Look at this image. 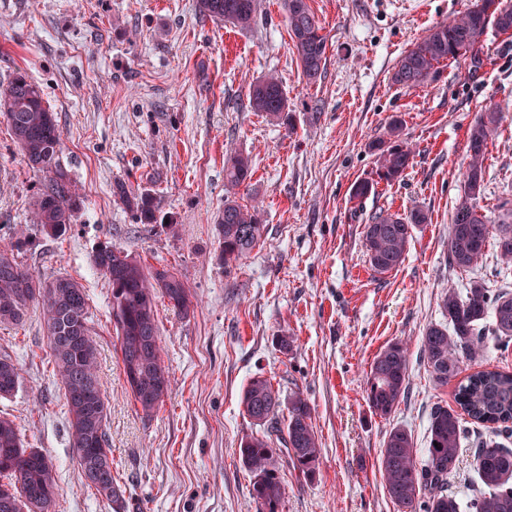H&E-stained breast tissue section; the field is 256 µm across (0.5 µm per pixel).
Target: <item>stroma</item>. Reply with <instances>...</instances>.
Instances as JSON below:
<instances>
[{
	"mask_svg": "<svg viewBox=\"0 0 512 512\" xmlns=\"http://www.w3.org/2000/svg\"><path fill=\"white\" fill-rule=\"evenodd\" d=\"M472 0H308L328 39L325 73L302 76L284 0H264L247 31L202 17L196 0H0V82L26 73L44 91L62 130V161L83 195L71 230L54 239L31 231L18 262L35 276L65 275L82 285L98 344V377L109 404L112 472L126 512H258L242 438L256 430L240 404L254 374L281 396L303 392L314 408L320 471L304 480L281 465L279 512H399L379 475L380 450L396 426L426 452L430 414L454 403L420 350L426 328L442 322L441 297L469 281L512 293V270L494 248L470 271L448 263V226L464 197L467 133L485 109L502 123L486 151L488 217L512 200V34L489 31L478 60L449 62L439 77L408 89L391 81L401 53ZM277 72L289 118L273 124L246 106L251 83ZM401 120L415 156L399 181L378 182L366 198L354 182L375 180L373 143ZM253 162L238 201L259 205L264 240L233 269L218 260L215 220L224 207V151ZM149 192L159 222L136 223L112 185ZM42 182L0 118V251L30 222ZM382 209H420L402 265L375 275L363 227ZM132 254L145 270L176 272L192 294L182 314L157 303L163 404L144 415L124 379L107 279L91 263L100 243ZM292 342L282 352L280 337ZM409 349V390L384 419L366 403L370 365L387 344ZM21 384L0 398L27 446L54 464L50 512H112L85 485L69 443L68 413L42 310L0 324V355ZM447 490L466 500L477 485L472 463L491 429L469 424Z\"/></svg>",
	"mask_w": 512,
	"mask_h": 512,
	"instance_id": "1",
	"label": "stroma"
}]
</instances>
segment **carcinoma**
<instances>
[{"mask_svg": "<svg viewBox=\"0 0 512 512\" xmlns=\"http://www.w3.org/2000/svg\"><path fill=\"white\" fill-rule=\"evenodd\" d=\"M288 35L306 82L321 79L327 59V39L307 0H284ZM199 14L241 30L252 28L261 13L262 0H197ZM512 31V7L501 0H474L461 15L435 24L399 58L392 73L396 85L413 88L436 77L450 60L476 58L488 31ZM248 105L272 122H282L288 96L274 72L252 83ZM0 117L6 120L13 142L26 165L42 176L34 200L33 225L42 234L60 238L73 224L81 208L77 185L60 158L61 130L41 88L18 72L0 85ZM501 117L487 109L468 129L469 161L465 173L467 198L455 209L448 232V261L460 270H472L483 262L493 244L504 268L512 266V207L493 221L474 201L483 191L486 147ZM402 122L390 123L387 138L378 142L377 176L392 183L400 180L413 154L402 137ZM252 159L229 147L224 154V177L237 187L252 176ZM140 224L156 222L157 199L148 192L132 193L125 184L113 190ZM428 223V215L415 210L404 217L388 209L372 214L364 225L363 247L374 274L398 269L405 260L413 230ZM218 259L230 268L247 257L263 238L256 206L224 198L216 218ZM95 268L111 286L112 318L128 389L143 413L150 415L163 403L168 374L161 360L157 336L156 300L167 299L181 312L191 300L179 276L167 269L151 273L128 252L113 247L95 251ZM42 306L55 376L64 389L70 436L81 472L101 457H112L107 432L108 403L97 376L98 349L90 324L82 286L65 275L41 279L14 264L0 272V324H18L33 304ZM444 323L427 327L421 351L434 380L441 386L455 382L456 407L438 406L430 416L428 458L421 462L413 438L402 427L387 434L381 449L379 471L385 491L400 512H512V448L490 440L479 448L474 470L483 489L460 503L446 492L448 475L455 469L466 436L465 418L493 424L512 434V372L486 368L462 375L465 362L486 350L485 321L492 319L495 338L508 351L512 345V294L494 293L480 281H472L466 295L448 290L441 300ZM408 347L401 341L385 346L373 359L366 380V402L371 412L391 416L408 391ZM20 386V373L12 358L0 356V398L12 396ZM241 405L260 431L246 436L239 446L243 465L253 475L252 496L259 512H278L284 496L279 476L280 461H289L307 480L319 472L321 444L313 426V408L295 392L288 397V417L278 419L279 390L262 376H252L241 392ZM46 454L29 448L14 422L0 416V512H36L48 485L55 484Z\"/></svg>", "mask_w": 512, "mask_h": 512, "instance_id": "obj_1", "label": "carcinoma"}]
</instances>
